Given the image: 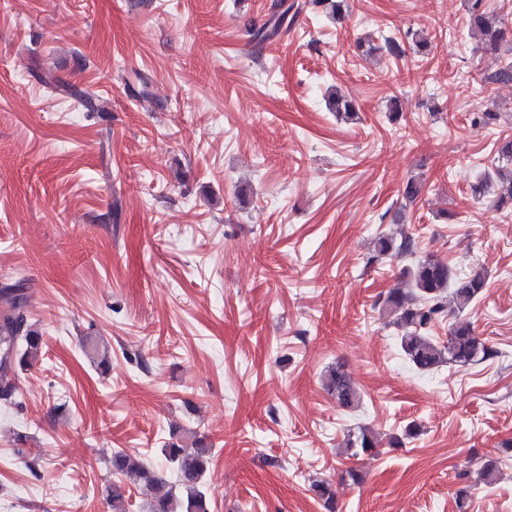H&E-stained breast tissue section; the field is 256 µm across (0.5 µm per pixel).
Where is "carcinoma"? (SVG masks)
<instances>
[{
  "instance_id": "carcinoma-1",
  "label": "carcinoma",
  "mask_w": 512,
  "mask_h": 512,
  "mask_svg": "<svg viewBox=\"0 0 512 512\" xmlns=\"http://www.w3.org/2000/svg\"><path fill=\"white\" fill-rule=\"evenodd\" d=\"M466 7L469 29L480 38L484 49L497 58L512 53L508 25L488 8L487 0H467ZM292 9L288 0H274L268 19L249 30L252 41L261 44L277 37L292 21ZM54 90L79 98L89 112L100 110L95 94L90 91L77 92L60 85ZM332 104L337 113L350 119L357 117L353 103L341 93L333 96ZM498 118L497 112L487 108L472 113L471 124L492 129ZM497 155L501 165L495 173L487 172L471 184V193L478 200L493 195L498 208H512L511 138L499 144ZM374 249L380 256L412 259V263L401 271L400 286L390 289L378 303L387 324L401 330L400 348L415 370L424 373L445 363L467 365L494 356V350L475 334L471 323L458 318L484 295L488 274L483 268L461 275L434 256L417 258L413 239L404 233L398 237L379 234L374 239ZM25 289L26 286L20 283L0 287V302L4 305L0 313V399L7 400L14 395L17 370L33 366L42 349V336L28 323L25 314ZM450 314L456 315L457 319L450 325L447 343L441 344L430 336V331ZM325 387L340 407L351 411L359 407L360 392L341 364L329 371ZM379 445L377 433L366 425L358 426L347 435L346 448L353 457L371 455ZM162 454L176 470L175 485L139 457L122 450L113 454L112 480L103 490L112 512H128L130 482L149 492L147 512H209L203 482L209 467L210 448L197 438L190 443L178 440L165 444ZM311 490L328 512H336V485L333 482L315 481Z\"/></svg>"
}]
</instances>
